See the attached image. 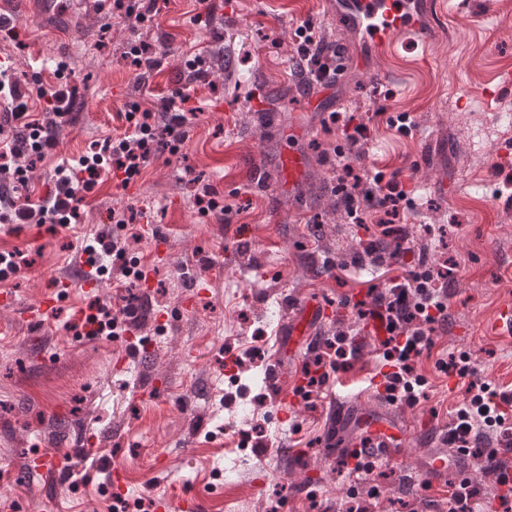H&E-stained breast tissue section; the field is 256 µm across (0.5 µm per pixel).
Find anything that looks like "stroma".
I'll return each instance as SVG.
<instances>
[{"label": "stroma", "instance_id": "1", "mask_svg": "<svg viewBox=\"0 0 512 512\" xmlns=\"http://www.w3.org/2000/svg\"><path fill=\"white\" fill-rule=\"evenodd\" d=\"M454 3L461 17L439 34L435 65L404 85L379 77L409 67L414 50L371 53L337 23L332 0H160L138 26L99 0H0V14L15 22L0 31V62L20 77L35 63L62 61L78 91L72 122L29 174L32 197L62 160L125 132L133 105L156 113L180 92L198 109L180 153L125 188L104 176L75 227L0 226V252L25 255L4 283L14 302L0 306V494L17 512H113L119 498L127 512H153L175 482L210 512H441L447 483L426 496L413 479L441 451L431 425L450 423L465 396V381H450L441 361L468 354L484 379L512 386V335L488 332L512 305V91L491 101L466 94L512 67V10L503 0ZM308 24L331 36L337 54L363 58L365 71L313 86L297 53ZM139 42L158 67L137 65L130 48ZM193 54L207 61L203 76L186 66ZM335 112L367 127L355 172L398 170L410 189L399 260L388 257L395 235L375 216L356 224L342 210L333 220L325 214L338 198L333 152L349 147L343 125L330 121ZM403 113L411 132L395 124ZM291 144L304 160L293 180L279 166ZM205 185L217 207L202 213L194 195ZM116 211L134 212L135 223H113ZM87 232L127 239L128 259L147 281L127 284L114 266L97 291L84 292ZM371 241L386 257L360 266ZM424 259L450 283L448 320L416 360L424 393L412 405L366 401L394 426L403 464L350 474L344 447L358 435L337 431L328 398L380 367L360 302L407 283ZM62 279L73 286L49 321L21 317ZM304 299L326 310L311 347L287 334ZM95 303L116 315L133 308L127 332L66 330L77 309ZM339 337L362 355L330 373L320 392L300 396L297 423L280 424L269 364L294 382L315 355L333 361L328 344ZM39 449L61 453L63 472L29 470ZM116 465L126 476L118 496ZM259 474L269 477L260 488Z\"/></svg>", "mask_w": 512, "mask_h": 512}]
</instances>
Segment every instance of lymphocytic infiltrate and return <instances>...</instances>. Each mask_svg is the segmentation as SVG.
Wrapping results in <instances>:
<instances>
[{
	"label": "lymphocytic infiltrate",
	"mask_w": 512,
	"mask_h": 512,
	"mask_svg": "<svg viewBox=\"0 0 512 512\" xmlns=\"http://www.w3.org/2000/svg\"><path fill=\"white\" fill-rule=\"evenodd\" d=\"M14 100L13 120L21 129H10L0 123V201L8 206L0 214L1 224H68L78 217V206L96 185L103 172H111L121 185H129L143 168L164 154H176L188 138L194 109L177 106L168 100L161 116L132 109L128 129L121 135L108 137L93 157L81 158L77 164L62 163L54 171V186L38 199L21 194L27 184L26 173L34 160L42 158L56 145V130L71 122L74 90L60 85L48 104L45 122L26 118L21 103L20 80L0 70V95ZM340 171L337 192L341 194L349 215L361 212L375 214L378 223L396 225L398 238H405L402 228V203L407 198L405 186L398 176H374L371 183L353 171L350 157L336 153ZM448 290L433 272L413 275L411 284L394 285L392 298L384 305L369 310V318L379 320L386 336L382 341L384 361L390 366L386 390L391 402L415 403L416 390L424 382L415 368V360L432 344L436 323L447 318ZM444 373L465 379V397L455 407L448 427V445L462 454H476L484 472L496 475L506 485L502 454L512 452V389L504 390L481 377L469 355L449 357L442 362Z\"/></svg>",
	"instance_id": "1"
}]
</instances>
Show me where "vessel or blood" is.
Instances as JSON below:
<instances>
[{"label": "vessel or blood", "instance_id": "obj_1", "mask_svg": "<svg viewBox=\"0 0 512 512\" xmlns=\"http://www.w3.org/2000/svg\"><path fill=\"white\" fill-rule=\"evenodd\" d=\"M456 9L450 0H336V18L357 31L366 46L389 55H396L399 44L418 42L423 53L418 58L420 68H431L435 62L436 45L428 30L444 25L447 18L455 16ZM322 314L316 304H299L295 317L288 325L292 336L311 335ZM330 402L337 421L355 417L365 433L355 444V451L373 461L392 458L391 446L383 434V424L375 412L363 409L352 412L350 393L331 396ZM448 473L447 455H437L427 463L420 478L425 489H435L440 478ZM158 512H203L202 502L187 493L163 497L158 501Z\"/></svg>", "mask_w": 512, "mask_h": 512}]
</instances>
